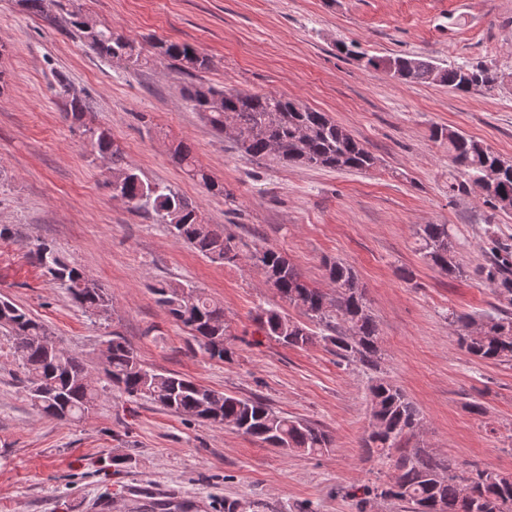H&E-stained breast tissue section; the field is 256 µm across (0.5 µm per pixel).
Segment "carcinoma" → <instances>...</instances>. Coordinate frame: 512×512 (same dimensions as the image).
I'll return each mask as SVG.
<instances>
[{
    "mask_svg": "<svg viewBox=\"0 0 512 512\" xmlns=\"http://www.w3.org/2000/svg\"><path fill=\"white\" fill-rule=\"evenodd\" d=\"M73 9L66 23L71 33L84 40L106 58L118 54L130 67H139L147 58L139 44L118 35L106 26H89L75 0H66ZM27 9L52 18L50 6L57 0H24ZM157 54L178 62L186 73L209 67L210 59L185 44L157 41ZM339 52L364 60L363 67L379 61L392 68L403 84L438 83L453 92L470 94L492 91L502 82L503 74L484 63L441 66L423 56H368L341 43ZM183 97L201 112L210 127L224 134V124L232 122L241 132L235 147L241 156L261 158L271 155L270 144L278 143L282 151L274 157L284 164L328 167L337 170L363 171L375 165L369 149L347 129L336 124L324 112L277 94L234 95L229 90L203 84H189ZM82 100L72 97L66 102L65 119L83 123ZM307 133V158L297 153L299 132ZM84 134L93 152L108 159L111 179L123 193L134 200L132 212L152 211L159 223L177 238L215 263H233L238 259L231 236L202 222L191 201L171 187L144 181L125 160L122 145L112 133L101 127L87 126ZM432 138L448 147V154L459 176L448 181V195L467 193L483 172L495 165L505 169L501 179L484 194L485 203L495 210L512 205V162L490 146L446 127L432 129ZM172 160L209 192L224 194V184L214 181L196 167L190 147L178 143L170 148ZM419 251L442 273L459 276L462 269L455 261L457 244L446 224H423L417 232ZM480 270L483 281L504 300L512 304V251ZM34 262L44 268L52 280L65 288L72 301L84 312L104 314L112 306L105 289L83 288L85 273L81 268L46 243L30 250ZM254 266L265 269L272 288L281 302L299 309L308 322L317 324L329 335L322 340L333 346L336 357L346 363H361L374 370L381 352L379 331L371 313L365 288L353 268L342 262L326 264L333 288L328 293L307 283L282 253L257 248L249 255ZM172 319L198 341L210 358L224 361L232 357L224 345L230 324L224 318V306L206 294L183 285L157 281L149 285ZM255 319L266 336L287 347L306 348L316 341L307 322L291 318L280 306L260 307ZM458 343L469 355L485 361L512 362V316L506 312L486 315L448 313ZM0 329L12 334L16 361L24 373L31 406L45 418L78 419L94 406L99 389L81 359L63 350L48 352L51 333L41 322L8 300H0ZM109 353L105 376L127 396L154 404L170 413L208 420L206 413L216 411L211 422L224 424L239 433L274 448L306 454H322L333 447L330 433L322 427L274 410L260 397L241 398L213 390L177 373H163L146 365L127 344L115 335L105 342ZM371 422L383 430L369 434L366 447L381 459L393 460L389 482L378 492L362 489L356 501L358 512H367V497L395 499L411 505L413 512H430L437 501L444 512H512V473L489 472L474 465L462 469L452 460H442L418 448L404 447L405 441L421 427L417 406L400 388L382 377L372 379L369 387Z\"/></svg>",
    "mask_w": 512,
    "mask_h": 512,
    "instance_id": "cac0c4a2",
    "label": "carcinoma"
}]
</instances>
